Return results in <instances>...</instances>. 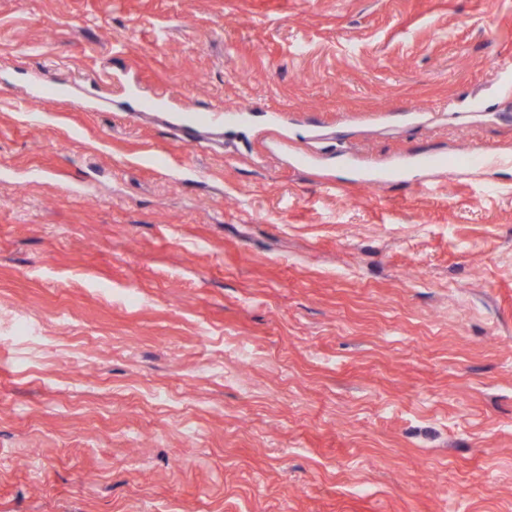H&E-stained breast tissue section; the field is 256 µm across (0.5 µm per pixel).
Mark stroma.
<instances>
[{"instance_id":"1","label":"stroma","mask_w":512,"mask_h":512,"mask_svg":"<svg viewBox=\"0 0 512 512\" xmlns=\"http://www.w3.org/2000/svg\"><path fill=\"white\" fill-rule=\"evenodd\" d=\"M506 58L512 0H0V512H512ZM258 110L261 108L252 103L242 108L219 105L195 110L190 107L182 113H174L170 116L171 130L178 133L181 129L198 126L234 128L244 119L254 116V112ZM439 164L430 156H419L412 158L401 163L397 168L391 169L390 167H377L368 169L358 174V180L361 182L369 183L377 188H384L395 174H402L409 168L415 167L419 169L436 168Z\"/></svg>"}]
</instances>
